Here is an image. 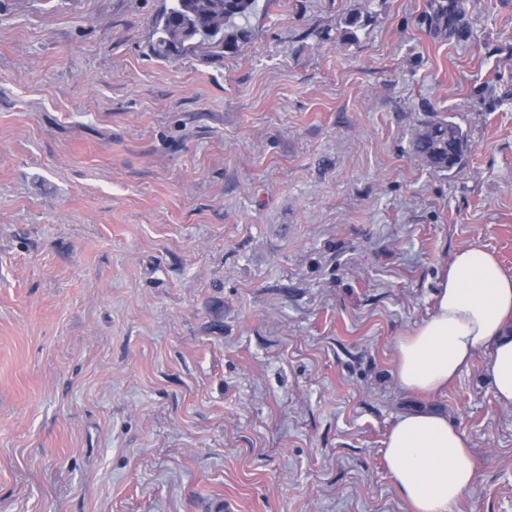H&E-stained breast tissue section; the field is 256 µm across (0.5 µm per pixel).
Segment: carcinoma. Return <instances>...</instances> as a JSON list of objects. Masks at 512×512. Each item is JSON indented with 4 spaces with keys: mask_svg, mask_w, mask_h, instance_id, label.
Here are the masks:
<instances>
[{
    "mask_svg": "<svg viewBox=\"0 0 512 512\" xmlns=\"http://www.w3.org/2000/svg\"><path fill=\"white\" fill-rule=\"evenodd\" d=\"M256 0H171L157 15L151 53L161 59L190 55L202 45L215 55H234L249 42L251 30L236 23L255 8ZM413 153L435 171H449L467 151L461 127L433 115L414 131Z\"/></svg>",
    "mask_w": 512,
    "mask_h": 512,
    "instance_id": "carcinoma-1",
    "label": "carcinoma"
}]
</instances>
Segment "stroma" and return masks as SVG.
Returning <instances> with one entry per match:
<instances>
[{
    "label": "stroma",
    "mask_w": 512,
    "mask_h": 512,
    "mask_svg": "<svg viewBox=\"0 0 512 512\" xmlns=\"http://www.w3.org/2000/svg\"><path fill=\"white\" fill-rule=\"evenodd\" d=\"M442 2L259 0L237 54L162 60L166 0H0V512H408L415 408L472 446L458 512H512L484 355L395 377L459 247L512 274V0ZM411 148L426 166L448 171L460 163L467 151V138L448 116L433 115L415 129Z\"/></svg>",
    "instance_id": "35a3bbf8"
}]
</instances>
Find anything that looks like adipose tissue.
<instances>
[{
	"label": "adipose tissue",
	"instance_id": "obj_1",
	"mask_svg": "<svg viewBox=\"0 0 512 512\" xmlns=\"http://www.w3.org/2000/svg\"><path fill=\"white\" fill-rule=\"evenodd\" d=\"M480 352L497 401L512 406V274L467 246L443 269L432 313L398 340L397 381L409 392H440ZM384 458L410 512H454L476 477L465 433L431 410L399 416Z\"/></svg>",
	"mask_w": 512,
	"mask_h": 512
}]
</instances>
